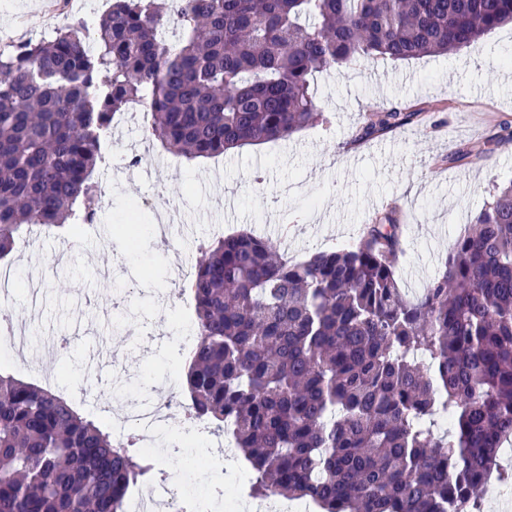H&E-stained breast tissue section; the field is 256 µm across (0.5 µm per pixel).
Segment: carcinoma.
<instances>
[{
    "instance_id": "carcinoma-1",
    "label": "carcinoma",
    "mask_w": 512,
    "mask_h": 512,
    "mask_svg": "<svg viewBox=\"0 0 512 512\" xmlns=\"http://www.w3.org/2000/svg\"><path fill=\"white\" fill-rule=\"evenodd\" d=\"M98 25L0 48V260L33 228L96 218L115 114L188 161L287 138L322 119L313 75L477 47L512 0H109ZM174 19L178 39L162 27ZM370 114L366 139L411 123ZM399 218L294 260L248 232L200 248L181 397L230 432L254 496L321 512H481L512 484V181L422 294L396 278ZM448 415L452 434L434 431ZM153 470L61 396L0 374V512H126Z\"/></svg>"
}]
</instances>
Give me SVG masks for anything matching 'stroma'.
Segmentation results:
<instances>
[{
	"mask_svg": "<svg viewBox=\"0 0 512 512\" xmlns=\"http://www.w3.org/2000/svg\"><path fill=\"white\" fill-rule=\"evenodd\" d=\"M50 0H0V47L12 41L51 38ZM512 27L488 35L479 47L449 56L377 60L364 67L316 74L312 87L325 123L291 137L186 161L156 151L142 170L123 163L124 150L145 136L137 121L112 127L105 174L98 181L107 204L101 223L129 224L135 245L106 247L95 234L43 233L26 248L15 247L0 271L14 285L9 303L18 321L40 336H66L70 353L0 360V373L35 384L56 375L54 387L84 417L98 419L84 396L104 394L116 382L136 390L140 380L168 376L166 345L132 334L125 315L104 316L98 305L125 290L140 319L167 328L190 322L188 302L172 298L168 252L149 233L157 195L183 201L191 238H177L195 256L200 243L224 232L250 230L287 242L289 257L354 244L365 224L389 208L401 212L397 279L408 297L421 294L443 266L458 235L489 200L494 185L512 181V156H504L503 123L512 124ZM401 106L417 112L410 124L357 144L353 138L371 110ZM220 182L234 198L224 218L210 190Z\"/></svg>",
	"mask_w": 512,
	"mask_h": 512,
	"instance_id": "obj_1",
	"label": "stroma"
}]
</instances>
